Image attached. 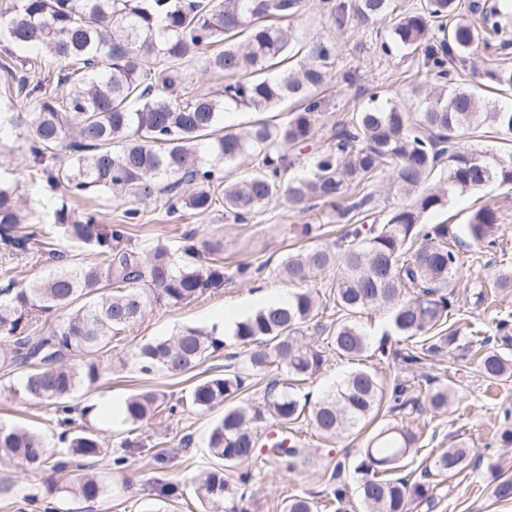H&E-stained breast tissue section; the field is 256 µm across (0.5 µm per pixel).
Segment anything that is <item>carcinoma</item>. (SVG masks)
I'll list each match as a JSON object with an SVG mask.
<instances>
[{"label": "carcinoma", "mask_w": 512, "mask_h": 512, "mask_svg": "<svg viewBox=\"0 0 512 512\" xmlns=\"http://www.w3.org/2000/svg\"><path fill=\"white\" fill-rule=\"evenodd\" d=\"M462 0H423L410 12H397L395 0H342L329 6L341 27L352 17L373 25L390 20L393 42L417 56L422 96L418 113L373 94L360 109L331 127L328 146L314 155L310 171L282 183L292 161L290 150L308 142L321 112L316 92L332 77L336 43L313 39L294 50L295 33L286 20L299 15L301 0H12L0 12V42L36 47L45 57L28 58L16 75L15 97L35 101L30 112H1L0 127L17 131L26 169L62 190L51 223L63 239L87 256L58 249V239L38 231L41 220L25 208L18 186L0 183V369H26L23 391L53 408L66 448L49 452L44 438L22 426L0 427V462L22 472L49 470L58 490L95 500L106 484L89 461L105 458L99 436L90 429L70 432L75 395L91 389L112 371L106 354L112 340L134 327L153 307H176L224 286L223 251L217 241L184 235L179 252L163 243L143 254L131 246L129 225L102 224L93 214L78 216L68 198L107 192L138 203H159L205 216L218 208L236 221L258 213L285 187L296 205L331 204L345 218L371 203L366 193L346 209L348 192L388 174L389 188L407 203L390 210L382 224L347 225L330 245L310 244L288 253L278 276L300 285L286 302L262 307L237 323L233 338L241 351L227 356L224 370L199 379L187 397L175 400L152 390L128 395L122 406L130 431L162 414L190 407L224 413L212 423L207 448L220 464L202 472L194 493L208 512H248L255 479L248 466L258 459L286 464L294 472L310 463L297 435L260 441L258 432L273 420L284 430L307 421L325 441L362 431L381 410L404 411L419 403L413 379L447 353L458 329L451 317L462 302L475 307L489 300L481 284L465 297L450 288L461 272L457 237L447 224L428 217L460 194L496 182L512 187V151L494 155L467 145L486 126L512 145V107L488 106L483 88L512 91V68L485 69L470 86L452 85L447 58L481 47L505 49L512 42L503 29L512 22V0L489 10ZM209 53L207 68L229 78L214 91L186 92L180 71L191 54ZM44 69L32 79L27 65ZM285 100L298 104L288 120L258 121L244 130L224 124L226 113L268 112ZM208 141L205 151L199 141ZM253 156L257 167L228 180L224 167ZM505 220L494 204L472 210L466 236L481 248L496 245ZM51 264L49 274L29 281L19 268L33 260ZM336 270L320 291L306 284L315 274ZM336 308V326L326 344L303 341L319 310ZM383 309L399 344L372 345L357 322L367 311ZM55 322L48 323L50 315ZM480 373L493 384L512 377V320L502 318L494 336L474 330ZM216 329L186 327L169 337L140 344L131 358L144 375L197 376L209 358L224 352ZM358 362V367L315 403L290 392L313 379L327 351ZM374 356L396 374L386 378L363 364ZM267 376L256 404L241 396ZM453 385L429 389L426 410L444 414ZM421 435L392 422L377 426L359 449L358 502L342 481V463L325 472L331 492L288 497L283 512H411L437 505L435 476L444 481L467 467L472 448L441 450L416 476L397 472L418 449ZM246 467L236 483L224 471ZM82 470L71 484L69 476ZM157 500L180 496L179 484L157 480Z\"/></svg>", "instance_id": "cac0c4a2"}]
</instances>
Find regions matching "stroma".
Segmentation results:
<instances>
[{
	"label": "stroma",
	"instance_id": "obj_1",
	"mask_svg": "<svg viewBox=\"0 0 512 512\" xmlns=\"http://www.w3.org/2000/svg\"><path fill=\"white\" fill-rule=\"evenodd\" d=\"M303 5V11L292 22L298 40L334 39L337 58L332 79L321 91L323 114L315 135L307 147L294 153L291 172L295 175L302 173L314 154L322 150L331 126L366 102L371 91H380L385 99L404 97L415 83L417 72V61L407 49L395 45L389 52L381 51L380 43L388 37L384 24L364 26L351 21L338 27L332 23L322 0H303ZM21 160L22 151L10 128L0 129V183L18 184L25 204L43 218H50L58 195L39 179L30 177ZM486 202L500 207L507 219L498 229L496 248L486 251L466 240L460 244L464 265L452 283L459 293L481 282H493L501 265H512V192L490 184L476 192L453 197L447 209L434 216L435 221H449L453 230L458 231L469 212ZM69 204L78 215L95 212L104 224L122 223L125 210L133 206L130 200L103 193L74 197ZM142 214L130 233L132 246L144 252L160 242L177 248L184 233L192 229L196 230L198 239L221 240L224 286L216 293L176 307L155 308L132 329L118 335L112 342L111 356L119 360V367L105 374L92 391L78 393L73 401L76 407L117 404L138 390L177 397L186 395L192 386L186 378L140 373L130 360L135 347L184 327L209 329L224 317L248 314L259 293L271 296L291 293L292 285L277 276L276 266L288 252L301 246L300 225H323L325 234L321 241L325 244L336 239L343 225L331 208L304 211L280 195L246 224L234 223L221 211L206 217L175 218L164 210L146 206ZM242 265L248 268L243 276L238 273ZM506 316L512 318V290L499 294L491 305L462 308L457 315L458 344L468 343L471 330H490L498 319ZM429 373L435 380L454 382L457 395L444 415L423 410L390 414V421L424 435L422 448L410 459V469H423L431 452L444 448L464 446L479 453L478 459L472 460L460 474L440 484L433 512H512V503L497 502L492 495L496 475L503 471L512 473V444L503 441L504 431H512V379L488 386L478 372L476 358L460 361L452 352L435 362ZM21 384V370L9 373L0 370V425L26 423L44 435L51 451H58L59 429L52 409L29 400ZM217 416L214 410L188 411L171 418L150 420L139 429V445L130 448L122 445L127 424L92 421L93 430L110 456L126 457V467L113 472L107 494L98 500L87 502L59 496L55 499L56 506L60 512H142L143 505L150 500L155 479L164 477L178 481L186 494L182 499L161 504V512H203L188 491L192 480L215 464L206 448V438ZM301 432L311 452L310 465L295 473L283 467L262 470L253 489L249 512H282L281 501L291 494L323 495L327 489L324 472L339 460L345 465L344 480L349 487H356L359 476L355 467L363 437L345 434L325 443L310 426H302ZM186 435L191 436L192 444L184 450L179 441ZM160 441L164 442L167 453V462L162 467L153 460ZM1 479L12 481L13 489L9 495H0V512H40L28 504L26 497L36 492L46 493L47 474L22 475L13 467L0 465Z\"/></svg>",
	"mask_w": 512,
	"mask_h": 512
}]
</instances>
